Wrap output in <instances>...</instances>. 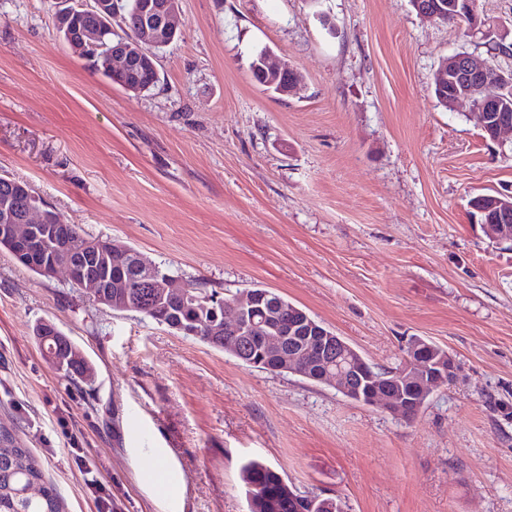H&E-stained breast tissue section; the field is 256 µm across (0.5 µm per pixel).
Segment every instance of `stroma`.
<instances>
[{
	"mask_svg": "<svg viewBox=\"0 0 512 512\" xmlns=\"http://www.w3.org/2000/svg\"><path fill=\"white\" fill-rule=\"evenodd\" d=\"M56 0H0V176L178 282L262 286L370 363L406 341L446 348L459 379L410 422L286 372L244 365L134 312L96 306L0 251V426L30 448L65 512H97L88 462L124 512H245L257 458L342 512H512V250L470 198L512 190V144L432 79L459 52L512 70V0H476L490 36L420 17L410 0H180L159 81L134 94L63 42ZM300 73L264 90L262 48ZM50 320L95 379L64 377L32 328ZM162 466L179 490L145 482ZM250 70L255 81L263 86L265 90L281 95L280 91L283 84L286 82L287 76L281 75L277 78L276 76L268 74L264 69V61L261 52H259L251 62Z\"/></svg>",
	"mask_w": 512,
	"mask_h": 512,
	"instance_id": "obj_1",
	"label": "stroma"
}]
</instances>
